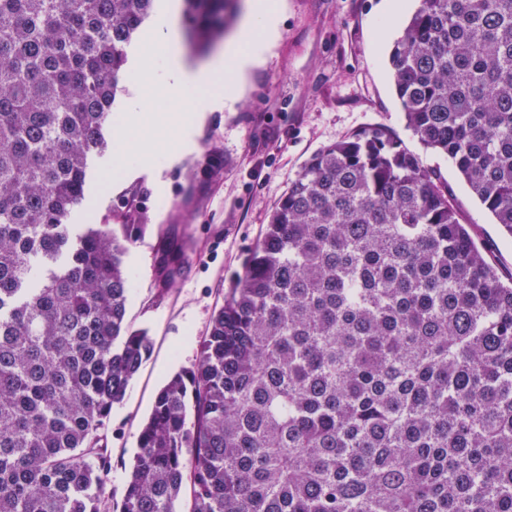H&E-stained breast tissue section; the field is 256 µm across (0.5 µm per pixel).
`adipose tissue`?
<instances>
[{"instance_id":"obj_1","label":"adipose tissue","mask_w":512,"mask_h":512,"mask_svg":"<svg viewBox=\"0 0 512 512\" xmlns=\"http://www.w3.org/2000/svg\"><path fill=\"white\" fill-rule=\"evenodd\" d=\"M277 13L276 0H251L239 29L228 37L223 49L207 62L192 65L186 60L179 35L177 0H162L148 35L149 47L160 51L162 63L147 70L148 48L139 49L135 67L138 73L148 74L149 80L131 87L132 96L124 113L128 135L116 142L115 154H132L144 166H151L159 147L141 137L144 127L161 131L175 126L186 135L201 113L220 110L232 102V95L223 90L224 84L238 83L261 57L265 39L275 28ZM176 98L182 101L183 111H167V103Z\"/></svg>"}]
</instances>
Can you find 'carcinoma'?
Wrapping results in <instances>:
<instances>
[{"mask_svg":"<svg viewBox=\"0 0 512 512\" xmlns=\"http://www.w3.org/2000/svg\"><path fill=\"white\" fill-rule=\"evenodd\" d=\"M196 47L236 0H185ZM389 54L406 125L512 236V0H416ZM155 0H0V512H512V272L388 128L312 155L193 370L107 492L112 407L151 354L123 224L85 198ZM182 243L157 277L175 286Z\"/></svg>","mask_w":512,"mask_h":512,"instance_id":"carcinoma-1","label":"carcinoma"}]
</instances>
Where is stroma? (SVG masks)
Wrapping results in <instances>:
<instances>
[{
  "label": "stroma",
  "mask_w": 512,
  "mask_h": 512,
  "mask_svg": "<svg viewBox=\"0 0 512 512\" xmlns=\"http://www.w3.org/2000/svg\"><path fill=\"white\" fill-rule=\"evenodd\" d=\"M381 0H278L279 33L264 61L238 87L235 103L207 113L191 147H177L160 171L117 175L112 153L92 157L73 224H100L131 204L140 212L125 264L126 323L148 332L151 357L112 409L107 489L120 494L137 436L165 380L192 369L231 278L306 160L320 148L373 126L390 128L447 181L463 223L512 272V238L471 194L454 163L423 149L405 126ZM109 169L113 178H101ZM177 235L187 261L171 289L156 280L161 239Z\"/></svg>",
  "instance_id": "1"
}]
</instances>
